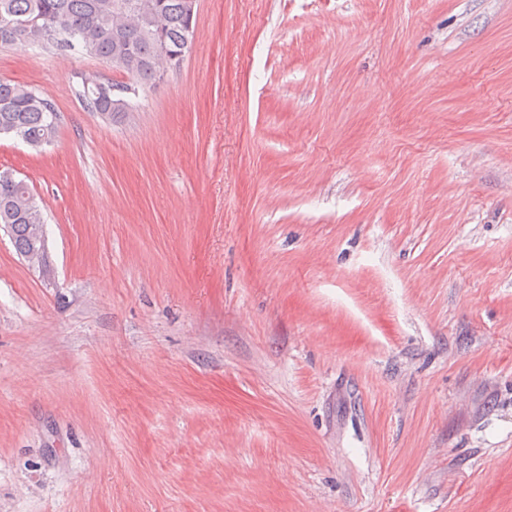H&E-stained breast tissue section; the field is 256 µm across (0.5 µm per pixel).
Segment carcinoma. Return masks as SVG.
Returning a JSON list of instances; mask_svg holds the SVG:
<instances>
[{
    "label": "carcinoma",
    "mask_w": 512,
    "mask_h": 512,
    "mask_svg": "<svg viewBox=\"0 0 512 512\" xmlns=\"http://www.w3.org/2000/svg\"><path fill=\"white\" fill-rule=\"evenodd\" d=\"M198 0H0V46L29 44L76 52L108 63L128 76L116 83L85 76L76 96L88 112L115 121L131 111L121 95L153 85L169 70L163 46L191 38ZM59 113L50 96L26 84L0 79V132L36 151L57 136ZM40 205L23 180L0 181V224L13 225L16 253L40 274L51 272L38 225Z\"/></svg>",
    "instance_id": "cac0c4a2"
}]
</instances>
